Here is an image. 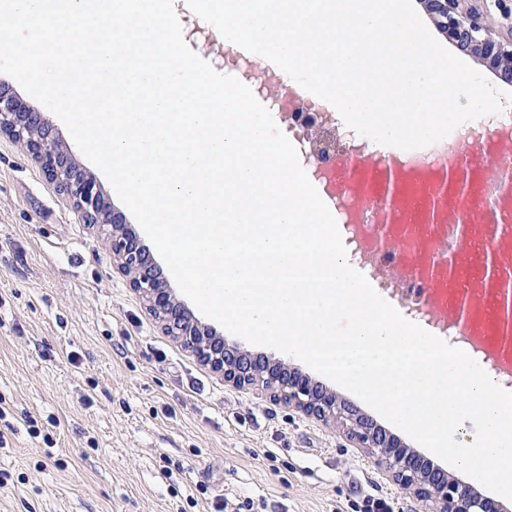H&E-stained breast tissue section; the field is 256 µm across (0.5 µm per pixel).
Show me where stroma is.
Returning <instances> with one entry per match:
<instances>
[{
	"instance_id": "1",
	"label": "stroma",
	"mask_w": 512,
	"mask_h": 512,
	"mask_svg": "<svg viewBox=\"0 0 512 512\" xmlns=\"http://www.w3.org/2000/svg\"><path fill=\"white\" fill-rule=\"evenodd\" d=\"M52 134L135 232L182 309L215 327L57 117ZM226 346L281 352L215 327ZM390 434L350 391L292 360ZM0 512H430L332 420L240 390L148 311L108 237L0 136ZM38 435H30L29 427Z\"/></svg>"
}]
</instances>
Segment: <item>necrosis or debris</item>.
I'll use <instances>...</instances> for the list:
<instances>
[{
  "mask_svg": "<svg viewBox=\"0 0 512 512\" xmlns=\"http://www.w3.org/2000/svg\"><path fill=\"white\" fill-rule=\"evenodd\" d=\"M277 107L288 108L285 135L299 151L300 162L325 196L343 217L340 230L349 263L371 273L370 284L378 294L396 293L404 301L408 315L423 321L433 306H447L448 291L441 280L426 283L414 268L412 253L398 250L396 233L382 224V201L373 188L390 160L383 145L359 136L347 128L339 113L329 111L326 101L310 94L280 93ZM327 134L322 155H315L310 135ZM456 138L446 146L403 151L399 157L403 191L410 194L440 179L450 163L460 161L478 175L469 185L457 222L419 225V249L432 264L447 266L449 256L465 248L480 250L494 245L512 246V176L496 170L492 158L512 150V103L503 112L484 121H468L455 130ZM492 299L480 295L470 319L451 316L433 322L438 336L458 337L459 348L469 355L503 364L504 358L490 347L495 334L490 317Z\"/></svg>",
  "mask_w": 512,
  "mask_h": 512,
  "instance_id": "1",
  "label": "necrosis or debris"
}]
</instances>
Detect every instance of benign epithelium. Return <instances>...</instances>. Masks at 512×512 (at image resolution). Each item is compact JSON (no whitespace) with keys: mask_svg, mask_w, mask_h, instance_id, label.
I'll use <instances>...</instances> for the list:
<instances>
[{"mask_svg":"<svg viewBox=\"0 0 512 512\" xmlns=\"http://www.w3.org/2000/svg\"><path fill=\"white\" fill-rule=\"evenodd\" d=\"M461 2L427 0L428 9L441 25L443 37L462 53L478 49L485 57L506 64L505 72L511 75L512 38L494 40L485 36L484 14L465 11ZM2 134L26 147L40 163L45 177L72 202L83 223L105 232L112 244L113 261L128 278L130 288L141 295L164 330L221 374L224 382L238 389L259 386L273 398L291 403L309 415L342 423L358 447L366 449L401 489L433 502V512H504L502 503L482 497L470 484L435 473L395 436L354 414L333 394L288 368L285 362L269 361L259 369L248 363L243 354L224 347L223 341L210 335L201 323L175 316L171 289L144 270L141 250L132 243L121 215L107 209L93 176L77 167L67 150L51 135L45 113L26 109L5 89L0 91Z\"/></svg>","mask_w":512,"mask_h":512,"instance_id":"obj_1","label":"benign epithelium"}]
</instances>
